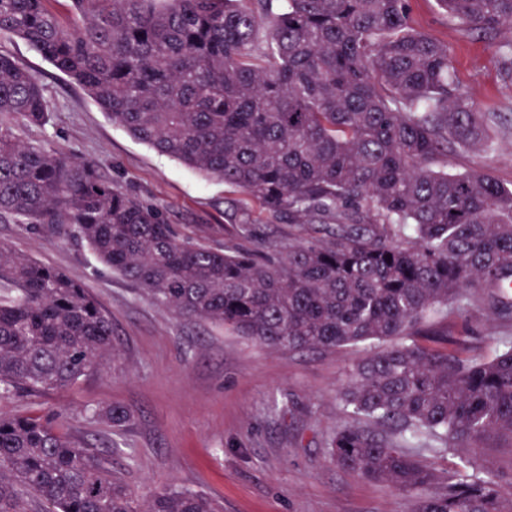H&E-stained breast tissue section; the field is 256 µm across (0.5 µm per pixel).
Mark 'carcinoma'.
<instances>
[{
    "label": "carcinoma",
    "mask_w": 512,
    "mask_h": 512,
    "mask_svg": "<svg viewBox=\"0 0 512 512\" xmlns=\"http://www.w3.org/2000/svg\"><path fill=\"white\" fill-rule=\"evenodd\" d=\"M470 30L511 38L512 0H437ZM0 0V36L26 41L135 140L235 186L324 240L219 250L97 166L18 138L5 118L50 119L36 74L0 53V219L85 243L173 314L274 350L372 352L350 371L337 466L389 482L413 512H512L482 449L512 446V336L465 355L469 330L433 315L474 308L512 321V186L448 170L495 150L497 115L454 87L448 44L407 22V0ZM267 49L254 54L260 36ZM117 356L112 318L62 271L0 243V396L75 386ZM92 417L114 428L120 406ZM467 455L438 473L407 452ZM221 512L168 487L139 500L112 459L50 416H0V512Z\"/></svg>",
    "instance_id": "1"
}]
</instances>
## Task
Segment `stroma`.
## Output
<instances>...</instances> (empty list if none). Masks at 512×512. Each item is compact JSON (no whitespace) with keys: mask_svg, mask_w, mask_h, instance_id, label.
<instances>
[{"mask_svg":"<svg viewBox=\"0 0 512 512\" xmlns=\"http://www.w3.org/2000/svg\"><path fill=\"white\" fill-rule=\"evenodd\" d=\"M411 27L445 42L456 80L483 112L499 116L497 149L449 156L457 170H484L512 183V82L504 80L494 39L466 30L436 0H408ZM0 52L34 72L51 118L13 122L20 139L94 162L112 182L158 206L183 235L213 247L250 246L235 216L248 211L270 244L287 245L296 225L260 210L251 197L158 154L113 124L73 81L25 41L0 38ZM0 242L59 268L112 316L118 354L75 388L25 401L0 400V415L58 411L63 427L109 455L138 497L170 486L202 491L224 512H410L411 496L369 481L329 458L327 440L345 420L339 392L368 348H266L208 322L174 315L116 273L76 238L16 220L0 222ZM469 353H487L512 335L492 313L468 316ZM112 403L132 419L115 429L91 422L89 407Z\"/></svg>","mask_w":512,"mask_h":512,"instance_id":"1","label":"stroma"}]
</instances>
